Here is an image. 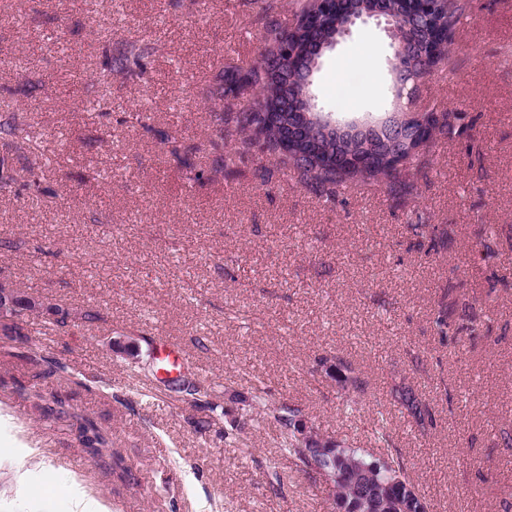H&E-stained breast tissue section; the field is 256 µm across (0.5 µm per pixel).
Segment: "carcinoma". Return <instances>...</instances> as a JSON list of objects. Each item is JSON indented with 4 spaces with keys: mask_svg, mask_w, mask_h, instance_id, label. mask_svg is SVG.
<instances>
[{
    "mask_svg": "<svg viewBox=\"0 0 512 512\" xmlns=\"http://www.w3.org/2000/svg\"><path fill=\"white\" fill-rule=\"evenodd\" d=\"M467 8L468 0H450L443 24L457 26ZM375 9L394 17L397 48L418 59L416 73L410 77L397 76L404 96L395 101L394 112H405L413 80L438 65L448 69V78L457 75L450 52H443L435 59L428 55L429 47L439 36L438 26L425 29L411 16L404 0H341L336 10L329 13L322 12L319 0H297V24L286 30L279 21L275 0H263L259 19L264 46L255 66L242 72L227 64L200 91L201 99L211 105L213 118L208 138L209 169L196 163V155L200 152L198 145L153 127L141 112L136 115V121L180 164L186 179L194 183L210 181L243 160L255 142L263 143L272 155L283 153V144L287 142L291 148L284 153V163L296 181L319 199L336 201L341 187L352 180L377 186L383 183L390 194L408 195L414 190V178L421 174L422 165H416L413 173L398 172L384 159L386 146L378 136L327 132L297 112L295 107L294 91L312 78L315 59L323 48L332 44L338 27L351 15ZM286 33L297 50L293 59L280 53V38ZM155 50L153 43L144 40H125L115 45L106 41L91 85H110L116 76H142ZM243 85L257 88L258 96L250 107L237 109L234 101ZM229 140L239 142L240 148L224 149V143ZM45 167L46 163L38 159L33 147L27 113L9 108L0 110V193L10 192L23 201H37L51 195L44 181ZM280 175L281 169L269 164H259L253 171L254 179L261 187L273 185ZM416 219L417 223L408 225L418 237L416 245L428 253L438 251L448 238V229L437 230L436 225L425 223V217L420 213L416 214ZM457 289L459 283L448 279L434 314L433 323L443 345L458 339L460 334L472 336L476 332L475 318L469 305L459 301ZM16 302L18 311L14 316L0 317V330L25 344L29 337L24 332L23 323L33 306L29 298L19 292ZM334 380L347 396L362 392L365 385L356 368L342 360ZM393 397L408 409L420 428L435 427L428 404L411 390L396 387ZM267 416L288 431L284 451L298 470L314 475L334 489L336 502L345 512H428L426 501L415 492L399 457L389 453L374 456L359 448L339 455L337 449L344 444L332 438L322 447L312 446L302 439L305 431L302 410L287 403L269 407ZM76 440L94 457L110 456L112 466L119 469V476L129 475V469L123 466V457L113 450L108 434L92 421L82 419L76 428Z\"/></svg>",
    "mask_w": 512,
    "mask_h": 512,
    "instance_id": "cac0c4a2",
    "label": "carcinoma"
}]
</instances>
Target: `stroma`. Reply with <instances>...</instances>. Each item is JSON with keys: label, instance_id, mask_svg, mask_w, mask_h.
Instances as JSON below:
<instances>
[{"label": "stroma", "instance_id": "stroma-1", "mask_svg": "<svg viewBox=\"0 0 512 512\" xmlns=\"http://www.w3.org/2000/svg\"><path fill=\"white\" fill-rule=\"evenodd\" d=\"M258 11L256 0H95L93 13L60 18L52 0H0V88L17 107L35 104L56 192L33 203L0 194V281L36 304L30 344L0 335V512H73L80 497L107 512H329L325 485L296 469L284 429L264 416L282 402L355 448L375 449L372 429L384 422L429 512L512 505V448L499 438L512 426V0H469L451 45L457 77L421 82L415 111L444 105L473 129L435 138L428 174L404 203L351 184L327 204L288 174L261 188L249 159L191 183L129 123L146 111L157 128L204 140L211 109L199 90L225 62L255 65ZM103 28L116 42L159 46L143 78L113 81L107 118L84 84ZM391 43L376 20L356 22L319 61L317 103L340 119L385 117ZM419 212L449 229L447 248L418 249L407 226ZM484 224L496 233L479 235ZM451 276L478 337L443 345L432 319ZM159 336L195 362L186 377L208 391L209 429L154 371ZM129 343L137 357L123 353ZM321 356L350 362L364 392L338 393L316 368ZM45 357L64 362L70 380L37 378ZM398 383L433 408L436 428L421 431L392 400ZM37 392L63 403L47 409ZM79 415L111 436L131 479L78 444ZM245 417L250 427L231 435Z\"/></svg>", "mask_w": 512, "mask_h": 512}]
</instances>
